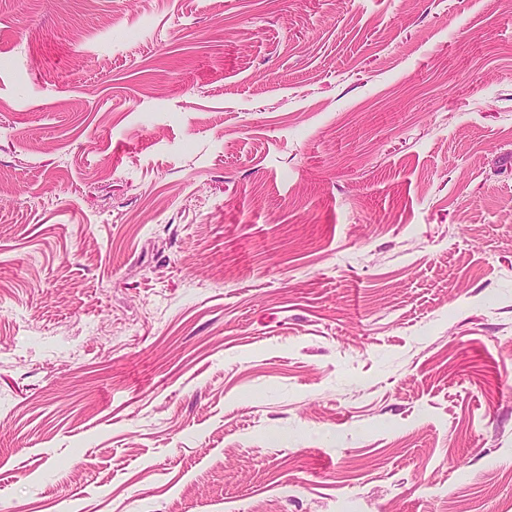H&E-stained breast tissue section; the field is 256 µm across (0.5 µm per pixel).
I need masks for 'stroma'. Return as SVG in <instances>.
<instances>
[{
	"instance_id": "stroma-1",
	"label": "stroma",
	"mask_w": 512,
	"mask_h": 512,
	"mask_svg": "<svg viewBox=\"0 0 512 512\" xmlns=\"http://www.w3.org/2000/svg\"><path fill=\"white\" fill-rule=\"evenodd\" d=\"M0 512H512L501 0H0Z\"/></svg>"
}]
</instances>
